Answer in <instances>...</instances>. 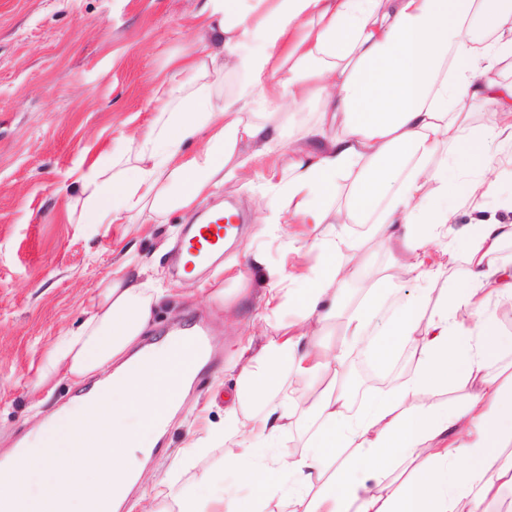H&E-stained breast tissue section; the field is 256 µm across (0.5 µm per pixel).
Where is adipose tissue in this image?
I'll return each mask as SVG.
<instances>
[{"instance_id":"1","label":"adipose tissue","mask_w":512,"mask_h":512,"mask_svg":"<svg viewBox=\"0 0 512 512\" xmlns=\"http://www.w3.org/2000/svg\"><path fill=\"white\" fill-rule=\"evenodd\" d=\"M192 24L198 44L153 87L146 127L68 171L71 223L161 224L266 158L262 223L329 230L288 235L279 265L248 252L233 280L242 293L264 284L254 317L276 320V336L238 343L223 426L182 450L233 445L220 477L201 475L220 494L170 482L164 498L177 512H263L275 498L290 512H487L512 492V371L490 370L508 345L495 308L512 304V269L494 256L512 224L459 231L454 218L460 202L481 208L493 172L512 165V84L492 76L512 58V0H202ZM475 101L487 108L479 128ZM284 147L294 157L282 168L271 158ZM347 224L400 243L416 294L374 279L347 300L361 250ZM452 256L461 267L446 287ZM163 296L132 256L99 283L42 367L90 388L22 439V466L0 460V512H116L127 499L192 381L191 334L137 345ZM339 316L341 340L321 352L314 338ZM359 349L379 365L410 350L414 368L355 409L345 386L317 384ZM293 379L309 385L295 400ZM466 382L477 391L463 406L436 403ZM301 420L313 431L281 458Z\"/></svg>"}]
</instances>
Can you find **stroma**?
I'll use <instances>...</instances> for the list:
<instances>
[{"label": "stroma", "instance_id": "35a3bbf8", "mask_svg": "<svg viewBox=\"0 0 512 512\" xmlns=\"http://www.w3.org/2000/svg\"><path fill=\"white\" fill-rule=\"evenodd\" d=\"M199 0H0V455L45 416L67 405L78 388L67 377L41 380L40 370L58 336L77 329L91 311L98 283L124 252L136 255L160 279L168 296L141 344L188 323L211 329L216 365L202 374L183 409L155 448L158 478L210 486L194 475L221 470L231 444L211 446L182 461L181 449L224 421L225 395L238 387L226 367L235 335L272 336L275 322L255 323V296H240L223 273L191 277L171 272V256L189 215L131 230L125 224H73L66 205L67 171L82 158L111 150L112 141L151 119L149 84L163 79L170 58L195 39L190 15ZM257 170L248 168L207 200V209L231 206L243 214L224 263H244L247 250L264 248L271 261L290 224L261 227L254 201ZM349 232L363 243L361 274L398 276L396 247ZM193 304L183 300L190 287ZM223 287V305L213 288Z\"/></svg>", "mask_w": 512, "mask_h": 512}]
</instances>
